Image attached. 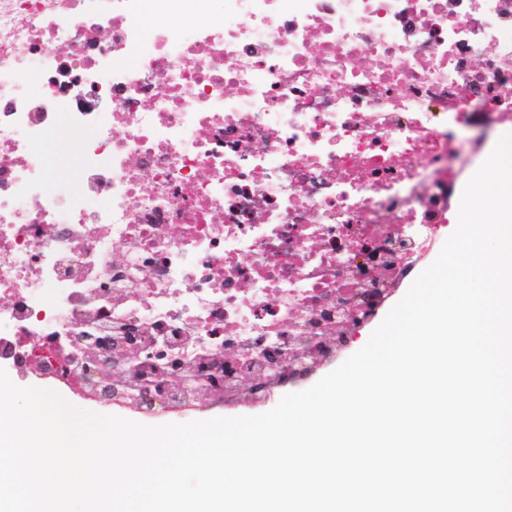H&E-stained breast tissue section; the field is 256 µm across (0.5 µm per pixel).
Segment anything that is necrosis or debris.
<instances>
[{"label": "necrosis or debris", "mask_w": 512, "mask_h": 512, "mask_svg": "<svg viewBox=\"0 0 512 512\" xmlns=\"http://www.w3.org/2000/svg\"><path fill=\"white\" fill-rule=\"evenodd\" d=\"M227 2L0 0V368L76 369L81 326L219 366L224 404L350 335L433 246L472 116L512 122V0ZM42 151L49 171L47 190L59 193L65 189L66 180L77 173L79 145L76 140L51 138L45 142Z\"/></svg>", "instance_id": "necrosis-or-debris-1"}]
</instances>
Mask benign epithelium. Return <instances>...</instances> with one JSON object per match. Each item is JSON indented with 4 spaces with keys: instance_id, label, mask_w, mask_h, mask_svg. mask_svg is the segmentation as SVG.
Returning <instances> with one entry per match:
<instances>
[{
    "instance_id": "1",
    "label": "benign epithelium",
    "mask_w": 512,
    "mask_h": 512,
    "mask_svg": "<svg viewBox=\"0 0 512 512\" xmlns=\"http://www.w3.org/2000/svg\"><path fill=\"white\" fill-rule=\"evenodd\" d=\"M79 341L83 345L84 361L73 376L106 402L125 403L149 413L152 411L153 390L161 393L175 388L180 392L194 393L196 383L205 387L215 383L214 376L204 371L186 373L177 362L161 373L159 381H149L139 370L140 349L133 336L120 340L110 336H81ZM309 356V351L289 352V360L278 362L274 376L257 384L255 390L305 377L316 365V360H307Z\"/></svg>"
}]
</instances>
